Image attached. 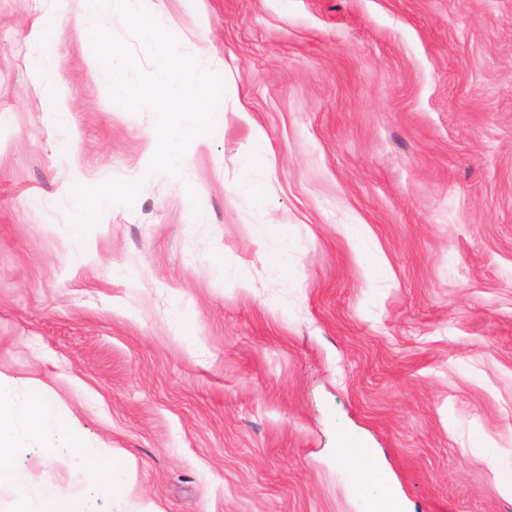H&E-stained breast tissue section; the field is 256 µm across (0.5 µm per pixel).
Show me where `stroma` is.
<instances>
[{"instance_id":"obj_1","label":"stroma","mask_w":512,"mask_h":512,"mask_svg":"<svg viewBox=\"0 0 512 512\" xmlns=\"http://www.w3.org/2000/svg\"><path fill=\"white\" fill-rule=\"evenodd\" d=\"M152 8L225 84L178 177L86 0H0V372L133 454L161 512H360L345 438L400 512H512V0ZM111 178L134 206L78 242L72 184ZM67 458L37 474L76 499Z\"/></svg>"}]
</instances>
